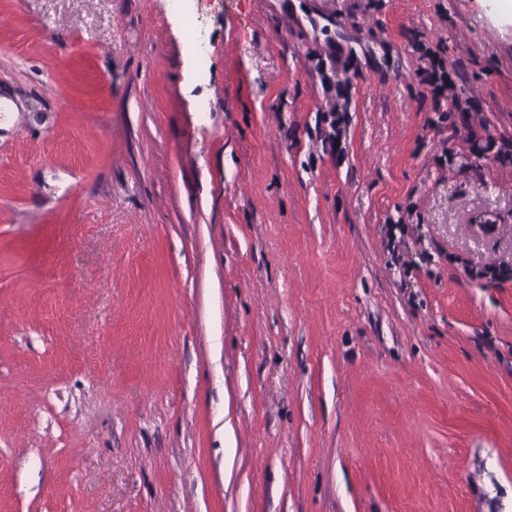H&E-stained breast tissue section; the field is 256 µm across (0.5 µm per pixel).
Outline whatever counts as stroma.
Wrapping results in <instances>:
<instances>
[{
	"instance_id": "1",
	"label": "stroma",
	"mask_w": 512,
	"mask_h": 512,
	"mask_svg": "<svg viewBox=\"0 0 512 512\" xmlns=\"http://www.w3.org/2000/svg\"><path fill=\"white\" fill-rule=\"evenodd\" d=\"M197 9L0 0V512H512V12ZM172 6L181 11L187 18L190 26V37L187 48L193 54L197 61L198 72L201 77H205L207 70L208 50L201 37L200 20L192 10L191 2L195 0H171Z\"/></svg>"
}]
</instances>
